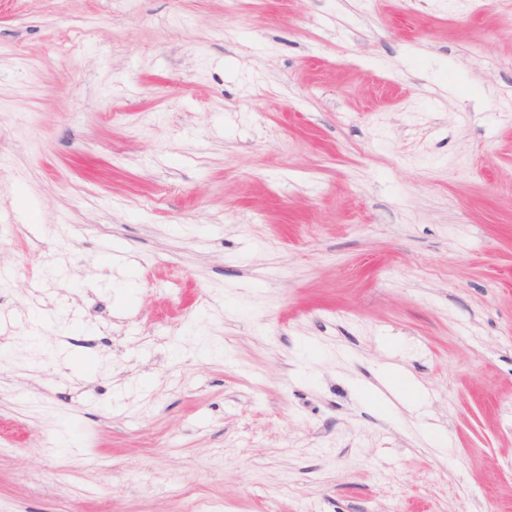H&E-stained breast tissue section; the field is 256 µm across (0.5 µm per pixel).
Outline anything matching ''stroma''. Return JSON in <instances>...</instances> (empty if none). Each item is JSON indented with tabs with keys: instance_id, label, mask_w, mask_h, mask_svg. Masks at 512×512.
Masks as SVG:
<instances>
[{
	"instance_id": "stroma-1",
	"label": "stroma",
	"mask_w": 512,
	"mask_h": 512,
	"mask_svg": "<svg viewBox=\"0 0 512 512\" xmlns=\"http://www.w3.org/2000/svg\"><path fill=\"white\" fill-rule=\"evenodd\" d=\"M512 0H0V512H512Z\"/></svg>"
}]
</instances>
